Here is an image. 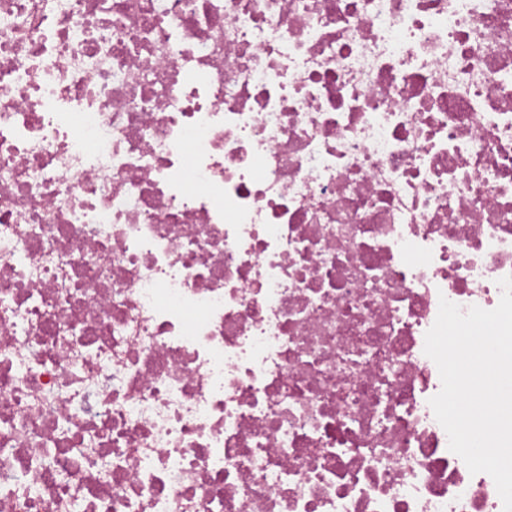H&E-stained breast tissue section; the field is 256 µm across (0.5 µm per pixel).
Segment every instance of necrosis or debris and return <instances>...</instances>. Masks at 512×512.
<instances>
[{
    "label": "necrosis or debris",
    "instance_id": "necrosis-or-debris-1",
    "mask_svg": "<svg viewBox=\"0 0 512 512\" xmlns=\"http://www.w3.org/2000/svg\"><path fill=\"white\" fill-rule=\"evenodd\" d=\"M507 276L512 0H0V512H503Z\"/></svg>",
    "mask_w": 512,
    "mask_h": 512
}]
</instances>
